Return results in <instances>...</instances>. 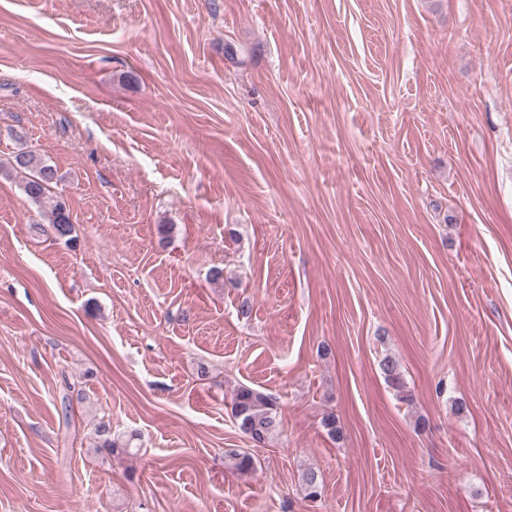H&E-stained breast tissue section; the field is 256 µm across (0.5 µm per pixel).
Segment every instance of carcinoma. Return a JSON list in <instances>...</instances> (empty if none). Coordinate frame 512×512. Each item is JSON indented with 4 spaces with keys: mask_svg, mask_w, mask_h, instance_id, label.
<instances>
[{
    "mask_svg": "<svg viewBox=\"0 0 512 512\" xmlns=\"http://www.w3.org/2000/svg\"><path fill=\"white\" fill-rule=\"evenodd\" d=\"M15 161L18 167L30 171L22 184L25 195L39 203L48 198L51 184L57 181L56 169L31 151L19 153ZM47 217L48 230L56 239L67 245L74 243V226L63 196L51 199ZM379 370L389 386L399 393L404 392L405 380L396 358L384 356L379 362ZM231 418L234 426L252 446L264 447L280 433V400L271 393L242 384L231 396ZM94 435L95 448L101 453L114 454L130 448V440L112 433V422L104 417L95 424ZM224 457L241 473H248L254 467L252 456L242 450L228 448ZM302 483L308 498L315 500L321 496V482L316 471L311 468L305 470Z\"/></svg>",
    "mask_w": 512,
    "mask_h": 512,
    "instance_id": "1",
    "label": "carcinoma"
}]
</instances>
